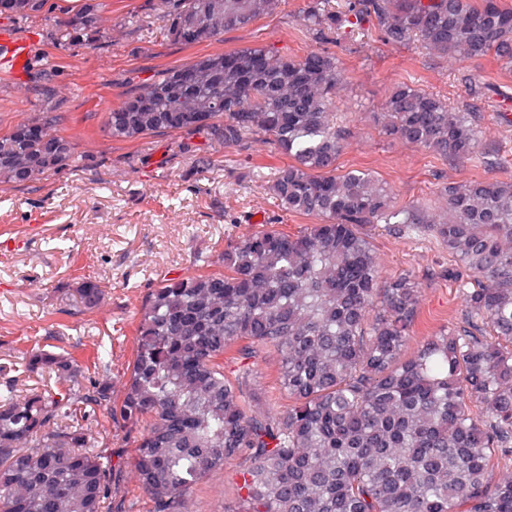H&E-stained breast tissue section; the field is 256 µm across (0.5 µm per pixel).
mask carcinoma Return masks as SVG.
<instances>
[{"label": "carcinoma", "instance_id": "1", "mask_svg": "<svg viewBox=\"0 0 512 512\" xmlns=\"http://www.w3.org/2000/svg\"><path fill=\"white\" fill-rule=\"evenodd\" d=\"M282 0H161L166 36L185 46L273 14ZM310 0L302 26L337 31L372 14L391 45L417 39L431 53L493 56L512 71V8L500 0ZM26 22L47 0H0ZM99 0L59 24L60 48L102 21ZM331 51L301 56L265 46L199 56L143 81L107 113L103 131L131 142L205 131L226 148L271 146L268 190L288 213L317 223L297 233L264 225L220 254L221 269L163 278L138 311L135 349L121 397L99 378V351L25 353V371L53 376L63 392L9 386L0 393V512H104L111 464L94 453L86 422L96 411L145 424L134 467L152 512H185L191 488L241 459V483L224 512H512V177L444 188L446 206L398 209L368 173L338 171L344 134ZM387 131L448 159L482 157L476 114L401 83L381 112ZM46 115L0 133V182L25 184L72 162L75 143ZM384 224L442 241L463 267L465 327L441 331L402 355L418 288L380 280L361 232ZM101 286L79 289L95 307ZM280 355L291 404L263 408L230 380L224 357L238 346Z\"/></svg>", "mask_w": 512, "mask_h": 512}]
</instances>
